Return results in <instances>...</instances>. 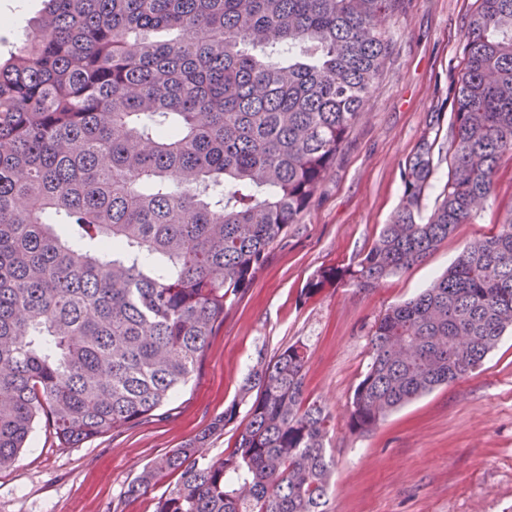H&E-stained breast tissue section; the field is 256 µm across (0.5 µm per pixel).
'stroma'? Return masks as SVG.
Returning <instances> with one entry per match:
<instances>
[{
	"instance_id": "obj_1",
	"label": "stroma",
	"mask_w": 512,
	"mask_h": 512,
	"mask_svg": "<svg viewBox=\"0 0 512 512\" xmlns=\"http://www.w3.org/2000/svg\"><path fill=\"white\" fill-rule=\"evenodd\" d=\"M476 0H405L365 114L341 144L299 223L270 248L241 299L224 312L191 381L134 426L60 446L46 422L15 464L0 469V512H154L175 483L128 494L143 467L223 414L258 356L307 345L305 389L333 412L331 512H512V332L468 376L394 411L373 432L347 427L375 325L441 275L465 245L512 214V158L489 205L423 263L362 292L334 284L305 299L320 269L348 267L377 239L403 196L402 169L432 113H450Z\"/></svg>"
}]
</instances>
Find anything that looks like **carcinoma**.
<instances>
[{
    "instance_id": "carcinoma-1",
    "label": "carcinoma",
    "mask_w": 512,
    "mask_h": 512,
    "mask_svg": "<svg viewBox=\"0 0 512 512\" xmlns=\"http://www.w3.org/2000/svg\"><path fill=\"white\" fill-rule=\"evenodd\" d=\"M454 82L448 180L427 219L432 116L358 290L423 262L491 198L512 157V0H477ZM400 0H45L0 59V468L47 416L77 448L188 384L207 342L307 211L389 52ZM66 225L61 235L56 226ZM512 330V218L376 325L348 407L364 435L473 372ZM307 347L257 361L240 399L145 466L155 512H329L330 409ZM246 407L234 448H200Z\"/></svg>"
}]
</instances>
